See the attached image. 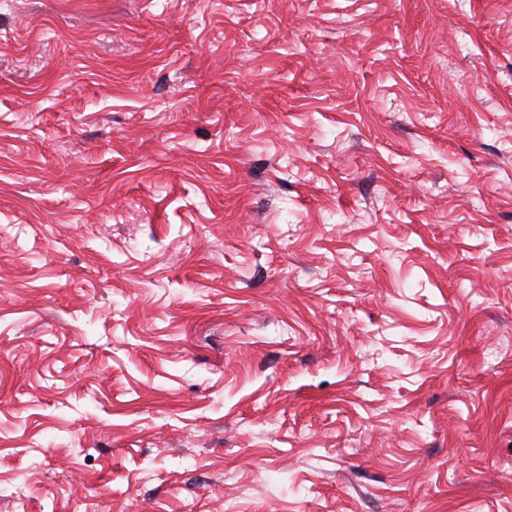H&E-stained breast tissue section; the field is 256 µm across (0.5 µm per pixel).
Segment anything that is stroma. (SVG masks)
Returning <instances> with one entry per match:
<instances>
[{
  "label": "stroma",
  "mask_w": 512,
  "mask_h": 512,
  "mask_svg": "<svg viewBox=\"0 0 512 512\" xmlns=\"http://www.w3.org/2000/svg\"><path fill=\"white\" fill-rule=\"evenodd\" d=\"M0 512H512V0H0Z\"/></svg>",
  "instance_id": "35a3bbf8"
}]
</instances>
